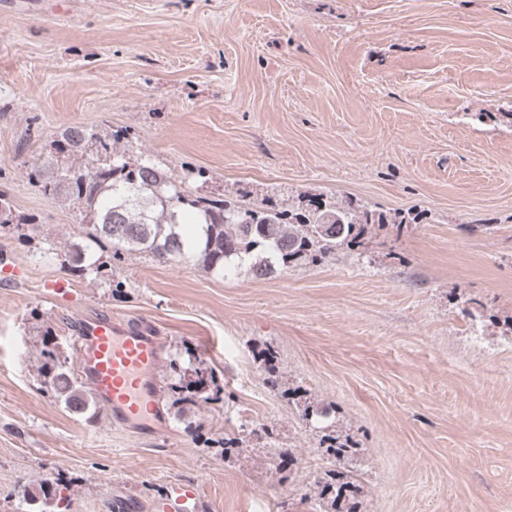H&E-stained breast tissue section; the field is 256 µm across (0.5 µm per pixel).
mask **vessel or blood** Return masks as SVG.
<instances>
[{
    "label": "vessel or blood",
    "mask_w": 512,
    "mask_h": 512,
    "mask_svg": "<svg viewBox=\"0 0 512 512\" xmlns=\"http://www.w3.org/2000/svg\"><path fill=\"white\" fill-rule=\"evenodd\" d=\"M83 379L121 429H153L158 420L155 371L161 343L146 324H125L108 314L80 320L75 336Z\"/></svg>",
    "instance_id": "1"
}]
</instances>
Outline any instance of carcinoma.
<instances>
[{"mask_svg":"<svg viewBox=\"0 0 512 512\" xmlns=\"http://www.w3.org/2000/svg\"><path fill=\"white\" fill-rule=\"evenodd\" d=\"M122 133L102 134L86 126H68L58 143L71 163L37 167L28 179L49 196H65L80 206V239L64 249L71 273L79 278L105 279L112 264L127 253H146L164 263L196 261L216 277L246 264L256 278H265L298 263H322L336 249L354 246L380 224H421L423 214L393 217L349 198L342 204L310 200L295 208L274 198L260 203L230 197L203 196L187 183L207 181L202 169L183 176L168 173L145 155L133 160L117 148ZM42 371L44 389L77 414L97 415V401L84 383L63 369L55 351L46 348ZM191 364L172 362L173 376L184 400L194 401L206 386L201 376L187 379ZM348 439L333 430L330 448L336 467L320 481L319 495L356 488L344 472ZM69 485L64 473L46 478L39 491H24L25 503H60Z\"/></svg>","mask_w":512,"mask_h":512,"instance_id":"cac0c4a2","label":"carcinoma"}]
</instances>
